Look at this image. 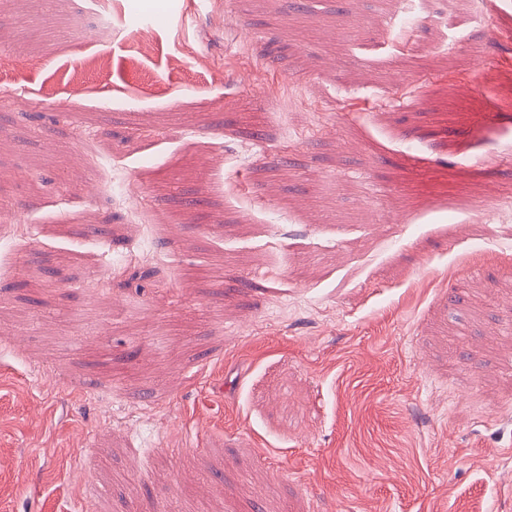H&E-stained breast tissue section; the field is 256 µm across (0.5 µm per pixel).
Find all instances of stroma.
I'll return each instance as SVG.
<instances>
[{"label": "stroma", "instance_id": "35a3bbf8", "mask_svg": "<svg viewBox=\"0 0 512 512\" xmlns=\"http://www.w3.org/2000/svg\"><path fill=\"white\" fill-rule=\"evenodd\" d=\"M400 16L0 0V512H512V41Z\"/></svg>", "mask_w": 512, "mask_h": 512}]
</instances>
